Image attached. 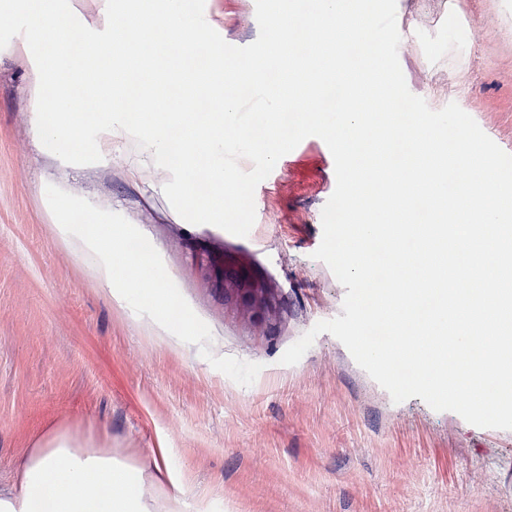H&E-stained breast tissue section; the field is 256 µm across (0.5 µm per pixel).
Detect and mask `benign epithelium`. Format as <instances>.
Listing matches in <instances>:
<instances>
[{"instance_id": "7a95c632", "label": "benign epithelium", "mask_w": 512, "mask_h": 512, "mask_svg": "<svg viewBox=\"0 0 512 512\" xmlns=\"http://www.w3.org/2000/svg\"><path fill=\"white\" fill-rule=\"evenodd\" d=\"M197 263L202 276L222 291L224 304L243 319L269 321L279 314L278 289L263 276L210 253L197 256Z\"/></svg>"}]
</instances>
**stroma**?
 I'll return each mask as SVG.
<instances>
[{"mask_svg":"<svg viewBox=\"0 0 512 512\" xmlns=\"http://www.w3.org/2000/svg\"><path fill=\"white\" fill-rule=\"evenodd\" d=\"M229 44L259 35L255 0H205ZM398 57L409 90L439 110L457 103L512 154V0H397ZM39 76L19 39L0 49V486L44 430L68 428L183 486L180 512H512V430L480 428L413 397L393 402L333 335L301 360L284 352L342 313L346 289L313 254L336 187L331 151L305 138L254 193L249 234L173 213L135 142L72 165L37 146ZM140 168L132 181L129 169ZM56 185L124 216L160 254L210 350L261 364L235 383L197 345L159 344L149 316L111 302L89 258L62 238L45 188ZM268 277L282 309L248 322L200 275L203 251Z\"/></svg>","mask_w":512,"mask_h":512,"instance_id":"obj_1","label":"stroma"}]
</instances>
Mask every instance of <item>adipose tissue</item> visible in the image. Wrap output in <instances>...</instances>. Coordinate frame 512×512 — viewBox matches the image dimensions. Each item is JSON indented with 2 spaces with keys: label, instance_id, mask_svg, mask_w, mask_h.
Segmentation results:
<instances>
[{
  "label": "adipose tissue",
  "instance_id": "obj_1",
  "mask_svg": "<svg viewBox=\"0 0 512 512\" xmlns=\"http://www.w3.org/2000/svg\"><path fill=\"white\" fill-rule=\"evenodd\" d=\"M16 473V487L0 489V512H178V497L163 492L166 469L145 473L58 427L17 461Z\"/></svg>",
  "mask_w": 512,
  "mask_h": 512
}]
</instances>
